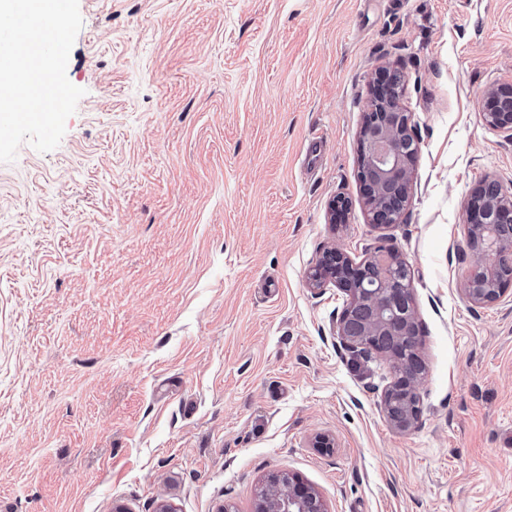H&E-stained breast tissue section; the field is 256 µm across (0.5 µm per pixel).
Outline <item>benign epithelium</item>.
I'll list each match as a JSON object with an SVG mask.
<instances>
[{"instance_id": "obj_1", "label": "benign epithelium", "mask_w": 512, "mask_h": 512, "mask_svg": "<svg viewBox=\"0 0 512 512\" xmlns=\"http://www.w3.org/2000/svg\"><path fill=\"white\" fill-rule=\"evenodd\" d=\"M403 80L388 82L377 74L370 86L368 110L360 131L361 194L370 224L385 229L401 222L410 206L419 142L411 134V114L401 103ZM487 124L512 129V84L487 92ZM468 245L486 242L463 280L464 299L473 305L497 302L507 289L494 284L498 272L512 270V195L498 181L486 179L473 191L467 208ZM308 287L332 285L346 297L337 336L350 351H374L389 364L392 381L386 387L383 411L391 426L409 432L420 426L419 386L425 369L396 354L416 348L419 334L413 309V281L407 264L393 244L380 245L355 261L337 246L327 248L309 272ZM254 512H328L321 493L299 475L280 471L259 487Z\"/></svg>"}]
</instances>
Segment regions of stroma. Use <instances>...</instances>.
Returning a JSON list of instances; mask_svg holds the SVG:
<instances>
[{
    "label": "stroma",
    "instance_id": "35a3bbf8",
    "mask_svg": "<svg viewBox=\"0 0 512 512\" xmlns=\"http://www.w3.org/2000/svg\"><path fill=\"white\" fill-rule=\"evenodd\" d=\"M84 96L0 163V512H252L269 474L329 512H512V291L473 306L466 207L512 194V0H79ZM420 141L403 223L360 195L378 70ZM348 198L340 225L330 204ZM390 242L426 375L401 433L346 349L321 252ZM320 435L334 446L313 447ZM483 117L491 126L512 129V84L502 85L487 92Z\"/></svg>",
    "mask_w": 512,
    "mask_h": 512
}]
</instances>
